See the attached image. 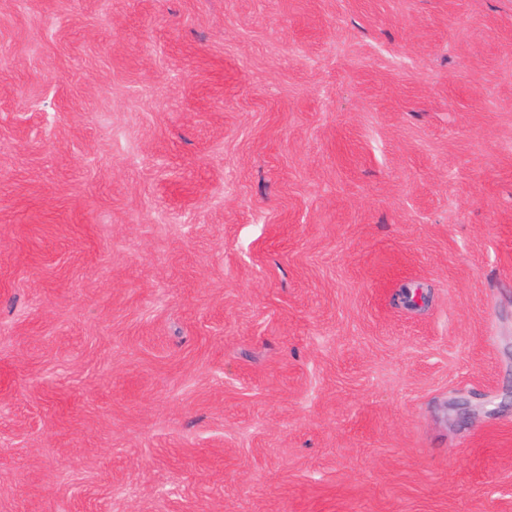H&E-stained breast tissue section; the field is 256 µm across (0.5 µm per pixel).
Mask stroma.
Masks as SVG:
<instances>
[{
  "label": "stroma",
  "instance_id": "35a3bbf8",
  "mask_svg": "<svg viewBox=\"0 0 512 512\" xmlns=\"http://www.w3.org/2000/svg\"><path fill=\"white\" fill-rule=\"evenodd\" d=\"M0 512H512V0H0Z\"/></svg>",
  "mask_w": 512,
  "mask_h": 512
}]
</instances>
